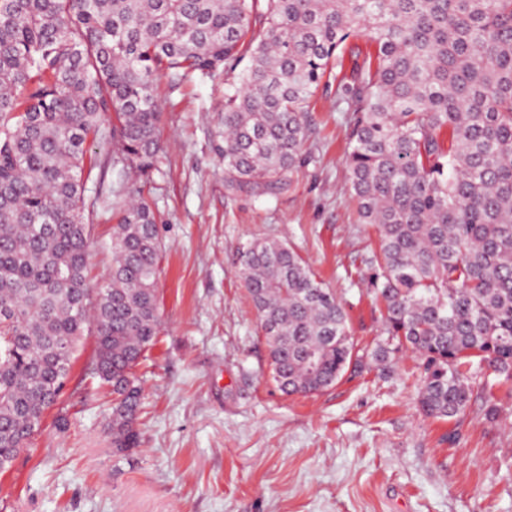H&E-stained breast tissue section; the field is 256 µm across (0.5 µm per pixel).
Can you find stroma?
<instances>
[{
    "mask_svg": "<svg viewBox=\"0 0 512 512\" xmlns=\"http://www.w3.org/2000/svg\"><path fill=\"white\" fill-rule=\"evenodd\" d=\"M162 151L145 196L156 213L161 333L143 370L139 442L114 454L112 396L84 378L95 355L81 339L59 405L0 474V512H512V399L496 392L461 417L422 415V362L404 352L388 372L344 376L312 396L282 394L238 278L252 242L286 243L342 297L358 347L382 331L366 264L378 233L359 223L345 178L347 126L336 88L309 106L313 159L290 187L228 190L218 137L224 76L170 87L160 81ZM83 182L95 247L90 284L104 281V250L118 215L106 201L135 183L96 147ZM68 420L66 431L57 416Z\"/></svg>",
    "mask_w": 512,
    "mask_h": 512,
    "instance_id": "1",
    "label": "stroma"
}]
</instances>
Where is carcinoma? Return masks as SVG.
Returning <instances> with one entry per match:
<instances>
[{
  "label": "carcinoma",
  "mask_w": 512,
  "mask_h": 512,
  "mask_svg": "<svg viewBox=\"0 0 512 512\" xmlns=\"http://www.w3.org/2000/svg\"><path fill=\"white\" fill-rule=\"evenodd\" d=\"M219 69L231 190H280L311 161L309 104L336 82L346 179L379 235L368 364L417 354L427 417L496 387L512 398V0H0V471L58 403L91 324L112 447H137L138 370L161 327L157 219L138 187L113 198L112 273L89 288L82 173L97 142L149 177L158 82ZM238 274L282 393L366 368L341 298L286 244L252 243Z\"/></svg>",
  "instance_id": "cac0c4a2"
}]
</instances>
